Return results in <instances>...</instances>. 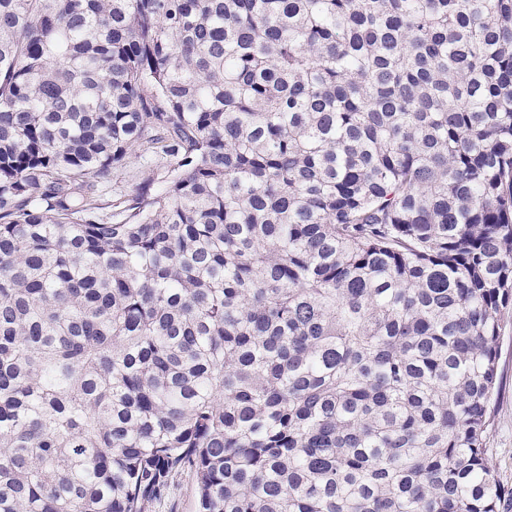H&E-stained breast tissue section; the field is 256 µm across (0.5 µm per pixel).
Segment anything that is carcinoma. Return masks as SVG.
Returning a JSON list of instances; mask_svg holds the SVG:
<instances>
[{
  "instance_id": "carcinoma-1",
  "label": "carcinoma",
  "mask_w": 512,
  "mask_h": 512,
  "mask_svg": "<svg viewBox=\"0 0 512 512\" xmlns=\"http://www.w3.org/2000/svg\"><path fill=\"white\" fill-rule=\"evenodd\" d=\"M511 314L512 0H0V512H500ZM170 166V158L162 154L149 153L144 154L141 158L135 159L126 165L120 166L112 171V183L110 187L104 191L102 201L106 206L112 205L107 210L112 209L114 218H122V206L119 202L123 201L126 196L132 194L138 186L142 185L149 176L163 173ZM498 360L500 390L494 420L487 435V448L499 480L512 489V325L501 337ZM196 510L194 480L185 472L175 475L164 498L150 504L145 512H196Z\"/></svg>"
}]
</instances>
